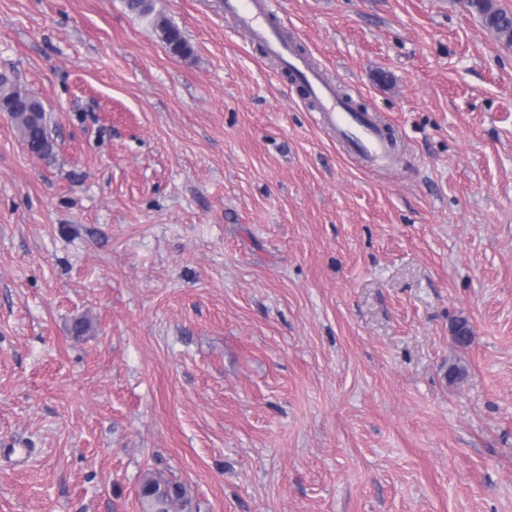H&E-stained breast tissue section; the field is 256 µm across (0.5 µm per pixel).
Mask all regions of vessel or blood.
Returning a JSON list of instances; mask_svg holds the SVG:
<instances>
[{
	"label": "vessel or blood",
	"mask_w": 512,
	"mask_h": 512,
	"mask_svg": "<svg viewBox=\"0 0 512 512\" xmlns=\"http://www.w3.org/2000/svg\"><path fill=\"white\" fill-rule=\"evenodd\" d=\"M225 8L235 16L240 27L265 45L270 57L278 59L304 85L316 102L315 110L322 124L350 153L375 165L392 162L390 141L370 114L351 111L337 96L335 85L315 70L304 55L276 36L270 22V0H226Z\"/></svg>",
	"instance_id": "1"
}]
</instances>
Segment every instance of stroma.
<instances>
[{
	"mask_svg": "<svg viewBox=\"0 0 512 512\" xmlns=\"http://www.w3.org/2000/svg\"><path fill=\"white\" fill-rule=\"evenodd\" d=\"M152 5L190 56L124 0H0L55 141L0 112V512H140L148 472L192 512H512V45L466 0H272L392 130L372 166L224 0ZM150 24L155 31L160 33L161 38L173 54L183 57L191 53L189 42L168 19L157 16L150 19Z\"/></svg>",
	"mask_w": 512,
	"mask_h": 512,
	"instance_id": "35a3bbf8",
	"label": "stroma"
}]
</instances>
